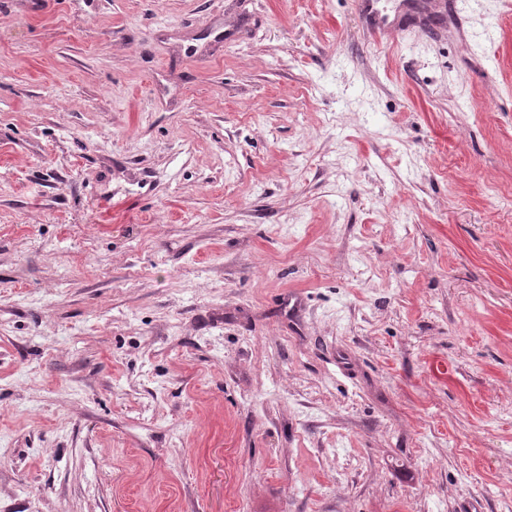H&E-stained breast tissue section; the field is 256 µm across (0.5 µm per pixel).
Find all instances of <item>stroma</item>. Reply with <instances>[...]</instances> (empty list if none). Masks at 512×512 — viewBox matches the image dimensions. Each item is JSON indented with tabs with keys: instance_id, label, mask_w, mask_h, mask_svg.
<instances>
[{
	"instance_id": "1",
	"label": "stroma",
	"mask_w": 512,
	"mask_h": 512,
	"mask_svg": "<svg viewBox=\"0 0 512 512\" xmlns=\"http://www.w3.org/2000/svg\"><path fill=\"white\" fill-rule=\"evenodd\" d=\"M0 0V512H512L504 0Z\"/></svg>"
}]
</instances>
